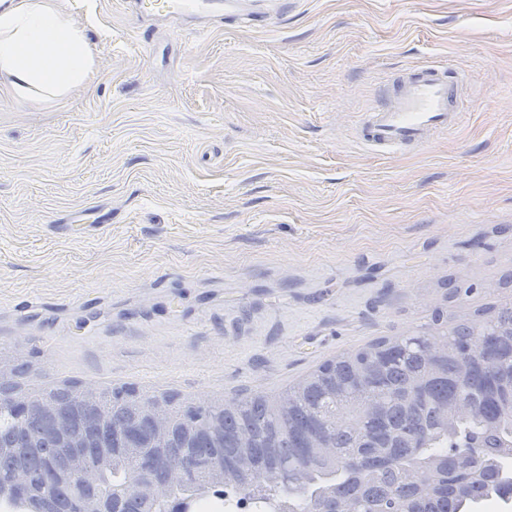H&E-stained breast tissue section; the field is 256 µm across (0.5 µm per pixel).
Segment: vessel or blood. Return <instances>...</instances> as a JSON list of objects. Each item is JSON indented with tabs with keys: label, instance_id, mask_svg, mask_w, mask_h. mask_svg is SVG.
I'll use <instances>...</instances> for the list:
<instances>
[{
	"label": "vessel or blood",
	"instance_id": "1",
	"mask_svg": "<svg viewBox=\"0 0 512 512\" xmlns=\"http://www.w3.org/2000/svg\"><path fill=\"white\" fill-rule=\"evenodd\" d=\"M138 22L172 20L208 30L226 25L263 29L288 9V0H121ZM458 86L444 65L409 69L394 94L360 119L357 140L363 146L400 153L453 130L463 109Z\"/></svg>",
	"mask_w": 512,
	"mask_h": 512
}]
</instances>
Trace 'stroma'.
I'll list each match as a JSON object with an SVG mask.
<instances>
[{
  "label": "stroma",
  "mask_w": 512,
  "mask_h": 512,
  "mask_svg": "<svg viewBox=\"0 0 512 512\" xmlns=\"http://www.w3.org/2000/svg\"><path fill=\"white\" fill-rule=\"evenodd\" d=\"M71 6L94 79L0 99V358L33 384L275 396L512 299V0H290L263 29L156 23L154 59L117 0ZM441 60L460 124L359 145L403 69Z\"/></svg>",
  "instance_id": "35a3bbf8"
}]
</instances>
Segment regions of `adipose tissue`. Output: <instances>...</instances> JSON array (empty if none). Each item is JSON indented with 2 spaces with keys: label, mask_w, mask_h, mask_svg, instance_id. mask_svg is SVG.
I'll list each match as a JSON object with an SVG mask.
<instances>
[{
  "label": "adipose tissue",
  "mask_w": 512,
  "mask_h": 512,
  "mask_svg": "<svg viewBox=\"0 0 512 512\" xmlns=\"http://www.w3.org/2000/svg\"><path fill=\"white\" fill-rule=\"evenodd\" d=\"M92 67L70 0H0V94L57 99L86 85Z\"/></svg>",
  "instance_id": "adipose-tissue-1"
}]
</instances>
